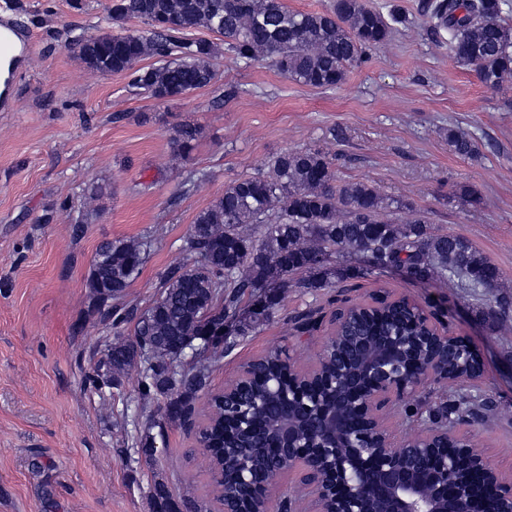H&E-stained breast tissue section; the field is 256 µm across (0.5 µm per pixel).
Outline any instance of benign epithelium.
<instances>
[{
	"instance_id": "1",
	"label": "benign epithelium",
	"mask_w": 512,
	"mask_h": 512,
	"mask_svg": "<svg viewBox=\"0 0 512 512\" xmlns=\"http://www.w3.org/2000/svg\"><path fill=\"white\" fill-rule=\"evenodd\" d=\"M412 319L422 320L428 339L443 353L467 355L483 363L463 336H450L432 322L418 300L404 297ZM398 336H352L350 353L336 358L347 374L333 382L285 372L273 388L288 401L320 402L322 389H337L336 409L317 413L314 430L299 438L295 421L285 419L270 452L281 463L306 465L302 490L313 512H512V477L505 476L469 435L425 428L418 438L394 437L381 420L382 402L407 398L429 379L441 378L443 357L419 353L398 361ZM237 478L246 498H224V512H274L273 474L258 476L250 459Z\"/></svg>"
}]
</instances>
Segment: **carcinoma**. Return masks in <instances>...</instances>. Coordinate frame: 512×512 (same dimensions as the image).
I'll return each mask as SVG.
<instances>
[{
    "instance_id": "carcinoma-1",
    "label": "carcinoma",
    "mask_w": 512,
    "mask_h": 512,
    "mask_svg": "<svg viewBox=\"0 0 512 512\" xmlns=\"http://www.w3.org/2000/svg\"><path fill=\"white\" fill-rule=\"evenodd\" d=\"M507 0H430L426 19L432 34L446 40L450 56L470 66L488 90L501 89L512 74V26L501 20ZM117 34L102 33L85 41L80 58L103 74L127 73L130 87L156 100L180 98L211 85L216 46L189 33L208 30L224 37V46L244 64L265 60L280 73L302 84L333 89L348 72L365 62L367 52L386 42L409 18L393 7L383 13L364 0H333L320 12H295L283 0H118L109 14ZM129 20L146 26L124 30ZM147 57L156 59L140 66ZM200 133L180 126L173 144L187 148ZM448 145L457 155H478L466 132L448 128ZM404 205L383 197L363 182H340L335 162L317 148H295L271 157L263 168L225 185L224 192L201 210L191 225L184 249L190 262L169 269L157 298L147 309L120 312L114 301L145 263L150 241H106L97 249L90 276L96 296L112 290L99 305L102 316L117 328L135 322L129 346L105 344L102 358L87 375L98 391L120 383L132 363L139 365L136 391L142 404L166 399L160 418L141 421V447L154 450L168 424H184L200 396L209 398L211 425L199 443L216 459L233 463L243 448L257 453L276 436V419L288 401L265 386L240 389L235 405L224 408V392L211 389L213 367L237 344L239 337L258 331L282 311L288 289L314 294L335 287L334 267L342 252L355 256L356 277L375 276L398 266L421 282L448 279L475 298L479 316L492 325L512 319V295L498 292V269L464 237L435 233L422 218L398 216ZM345 334L373 336L387 323H368L361 308L342 309ZM399 335L419 347L421 332L409 328L403 310H392ZM224 319L233 325L224 340L210 343L189 360L176 357L183 345L198 343L208 325ZM251 367L277 375L287 362L273 353L258 357ZM491 402L465 390L439 389L423 404L405 405L406 422L456 427L482 418ZM256 415L250 433L224 429L242 409ZM216 499L243 494L231 472L213 478ZM152 497L164 512H201L192 496L175 503L168 486L158 483Z\"/></svg>"
}]
</instances>
